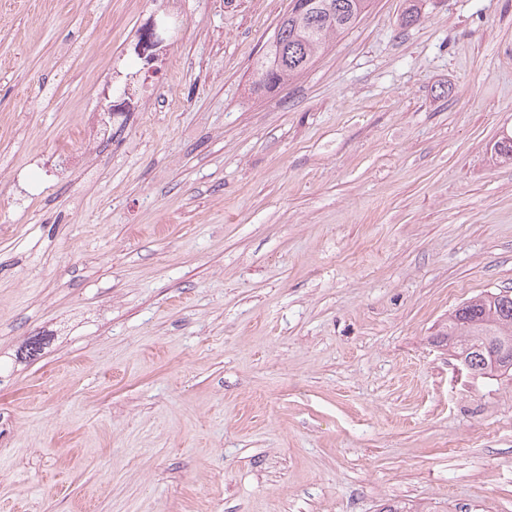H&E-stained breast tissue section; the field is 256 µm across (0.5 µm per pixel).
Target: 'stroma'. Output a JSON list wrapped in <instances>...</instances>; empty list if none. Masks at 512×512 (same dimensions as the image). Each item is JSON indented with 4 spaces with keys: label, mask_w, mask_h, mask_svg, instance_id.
I'll return each instance as SVG.
<instances>
[{
    "label": "stroma",
    "mask_w": 512,
    "mask_h": 512,
    "mask_svg": "<svg viewBox=\"0 0 512 512\" xmlns=\"http://www.w3.org/2000/svg\"><path fill=\"white\" fill-rule=\"evenodd\" d=\"M288 4L0 0V512H512V376L430 342L512 289V0L254 93Z\"/></svg>",
    "instance_id": "35a3bbf8"
}]
</instances>
